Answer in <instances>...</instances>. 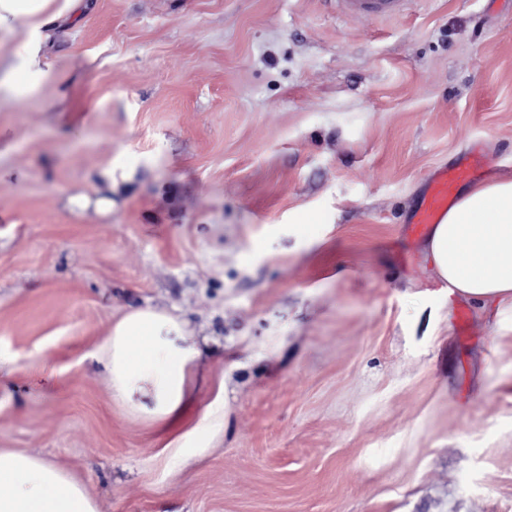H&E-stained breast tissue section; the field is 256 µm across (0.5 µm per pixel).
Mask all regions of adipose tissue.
<instances>
[{
  "mask_svg": "<svg viewBox=\"0 0 512 512\" xmlns=\"http://www.w3.org/2000/svg\"><path fill=\"white\" fill-rule=\"evenodd\" d=\"M91 0H0V31L22 34L23 50L0 66V89L32 94L53 80L48 50L59 22L78 23ZM97 196L79 191L65 205L76 215L112 210L117 183L100 168ZM421 254L448 298L468 301L494 326L512 330V171L492 172L460 190L430 229ZM188 323L152 306L126 311L113 322L99 360L112 400L158 429L178 421L203 369L202 351L186 340ZM224 428V394L166 444L174 458L202 456ZM0 512H99L97 501L67 471L45 458L0 448Z\"/></svg>",
  "mask_w": 512,
  "mask_h": 512,
  "instance_id": "1",
  "label": "adipose tissue"
}]
</instances>
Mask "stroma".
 Returning a JSON list of instances; mask_svg holds the SVG:
<instances>
[{
	"label": "stroma",
	"mask_w": 512,
	"mask_h": 512,
	"mask_svg": "<svg viewBox=\"0 0 512 512\" xmlns=\"http://www.w3.org/2000/svg\"><path fill=\"white\" fill-rule=\"evenodd\" d=\"M51 56L0 98V448L100 512H512V333L409 233L439 171H512V0H94ZM145 305L226 383L186 465L91 358ZM407 3V0H336L345 13H365L382 19L401 16ZM97 181L104 188L95 198L85 192L79 191L66 197L65 206L78 216H84L92 210L96 215L102 216L112 211V191L117 184L115 170L112 166L100 168L97 171Z\"/></svg>",
	"instance_id": "stroma-1"
}]
</instances>
